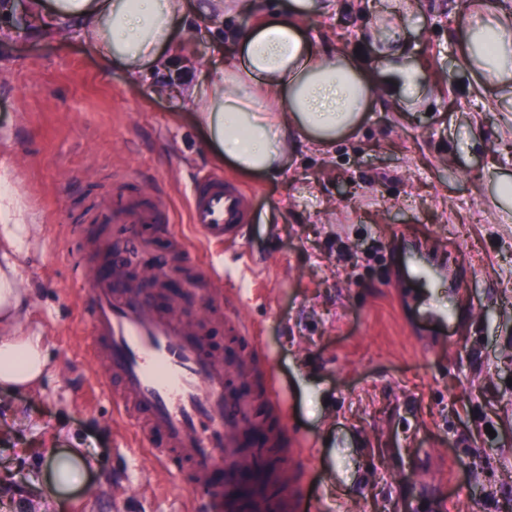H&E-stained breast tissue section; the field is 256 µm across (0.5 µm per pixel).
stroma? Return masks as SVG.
Instances as JSON below:
<instances>
[{
  "mask_svg": "<svg viewBox=\"0 0 512 512\" xmlns=\"http://www.w3.org/2000/svg\"><path fill=\"white\" fill-rule=\"evenodd\" d=\"M410 3L408 62L425 72L429 103H376L336 145L298 144L278 179L220 161L191 109L166 93L165 72L139 86L103 73L74 31L29 28L0 44V190L33 226L29 319L14 333L44 336L51 366L35 390L0 386V512H206L181 474L125 445L85 348L63 208L84 216L86 232L130 244L141 264L170 248L148 226L133 238L126 225L90 222L96 187L119 169L164 183L202 259L191 277L216 269L233 282L307 442L302 487L321 512H416L430 490L447 512H512V220L502 216L512 200L496 197L512 180V90L465 77L454 37L465 0ZM354 5L336 0L331 39L361 51L378 16ZM203 172L252 194L240 252L206 247L188 222ZM414 245L463 272L457 292L409 281ZM419 294L459 306L446 337L421 317ZM176 305L204 319L223 352V288ZM78 447L98 468L49 497L54 458Z\"/></svg>",
  "mask_w": 512,
  "mask_h": 512,
  "instance_id": "obj_1",
  "label": "stroma"
}]
</instances>
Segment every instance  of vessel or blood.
Instances as JSON below:
<instances>
[{
	"label": "vessel or blood",
	"instance_id": "b4317fda",
	"mask_svg": "<svg viewBox=\"0 0 512 512\" xmlns=\"http://www.w3.org/2000/svg\"><path fill=\"white\" fill-rule=\"evenodd\" d=\"M126 173L102 191L96 220L102 224L154 225L170 237L178 258L194 250L176 234L168 196L159 181L139 186L138 199L124 192ZM189 218L204 244L231 250L245 238L252 221L250 194L231 178L206 173L196 178L188 200ZM70 263L85 286L83 319L86 348L96 375L112 386L118 421L135 429L162 471L187 467L193 491L211 512H316L296 476L301 450L289 444L288 400L271 371H264L252 402L226 398L229 374L209 346L202 320L176 308L162 309L138 291L123 287L114 273L116 254L99 242L77 250ZM224 319L245 345L242 373L255 370L264 350L250 321L235 310L236 295L224 293ZM256 439L276 463L275 493L243 505L244 491L264 480L246 447Z\"/></svg>",
	"mask_w": 512,
	"mask_h": 512
}]
</instances>
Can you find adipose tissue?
<instances>
[{
    "mask_svg": "<svg viewBox=\"0 0 512 512\" xmlns=\"http://www.w3.org/2000/svg\"><path fill=\"white\" fill-rule=\"evenodd\" d=\"M399 0H383L389 24L373 28L368 43L379 56L337 49L311 38L305 22L330 15L334 0H33L36 14L75 29L104 67L121 70L131 84L168 70L180 53L181 33L213 17L232 19L262 10L245 31L216 34L213 63L172 75V90L208 142L237 170L276 178L297 143L314 148L354 131L375 102L427 92L423 71L405 54ZM464 70L483 87L512 82V0L465 5L457 29ZM30 248V227L0 204V322L26 316L20 260ZM47 369L40 335L0 337V385L34 386Z\"/></svg>",
    "mask_w": 512,
    "mask_h": 512,
    "instance_id": "obj_1",
    "label": "adipose tissue"
}]
</instances>
